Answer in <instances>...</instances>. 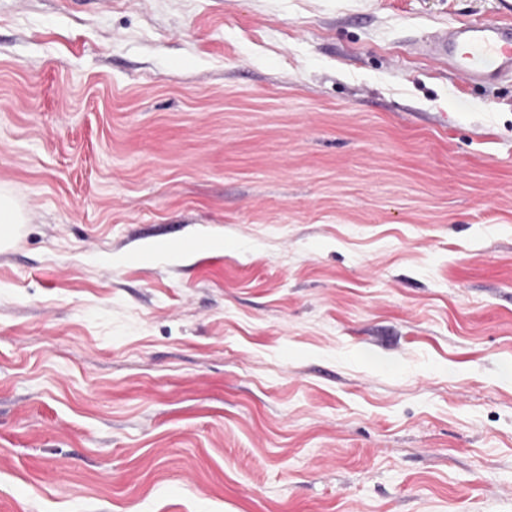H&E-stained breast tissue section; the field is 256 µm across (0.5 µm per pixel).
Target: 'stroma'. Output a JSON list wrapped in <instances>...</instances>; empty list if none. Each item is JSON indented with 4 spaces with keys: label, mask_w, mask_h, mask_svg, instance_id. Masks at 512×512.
Segmentation results:
<instances>
[{
    "label": "stroma",
    "mask_w": 512,
    "mask_h": 512,
    "mask_svg": "<svg viewBox=\"0 0 512 512\" xmlns=\"http://www.w3.org/2000/svg\"><path fill=\"white\" fill-rule=\"evenodd\" d=\"M501 19L0 0V512H512ZM428 51L467 81L490 83L512 77V23L471 21L436 30ZM495 66H485L487 59ZM0 223L10 224L2 230L0 228V248H9L22 231L25 217L21 212L15 198L9 192L0 190Z\"/></svg>",
    "instance_id": "obj_1"
}]
</instances>
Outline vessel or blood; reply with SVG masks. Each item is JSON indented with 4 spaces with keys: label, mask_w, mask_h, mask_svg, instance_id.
I'll return each instance as SVG.
<instances>
[{
    "label": "vessel or blood",
    "mask_w": 512,
    "mask_h": 512,
    "mask_svg": "<svg viewBox=\"0 0 512 512\" xmlns=\"http://www.w3.org/2000/svg\"><path fill=\"white\" fill-rule=\"evenodd\" d=\"M429 52L471 82L490 83L512 77V23L471 21L437 30Z\"/></svg>",
    "instance_id": "1"
}]
</instances>
